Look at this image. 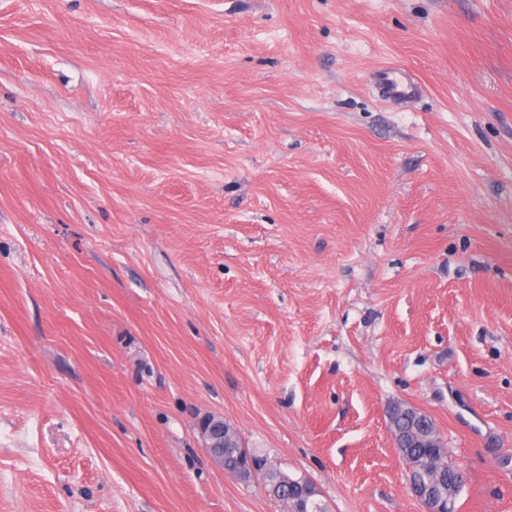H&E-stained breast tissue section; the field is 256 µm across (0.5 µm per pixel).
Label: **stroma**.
Segmentation results:
<instances>
[{
    "label": "stroma",
    "instance_id": "stroma-1",
    "mask_svg": "<svg viewBox=\"0 0 512 512\" xmlns=\"http://www.w3.org/2000/svg\"><path fill=\"white\" fill-rule=\"evenodd\" d=\"M397 401L512 512V0H0V512H422ZM381 80L389 95L408 97L415 89V82L406 78V70L398 65L385 66ZM197 425L208 454L217 466L224 469V430L231 425L224 422L223 417L215 415H204ZM228 443L231 448H227L228 451V457L229 462L237 466L239 459L243 457H250L254 459L258 464V472L256 475H263V477L266 479L265 474V466L269 464L268 458L262 454H259L257 452H251L246 448H243L241 440L237 432L231 431L228 434Z\"/></svg>",
    "mask_w": 512,
    "mask_h": 512
}]
</instances>
